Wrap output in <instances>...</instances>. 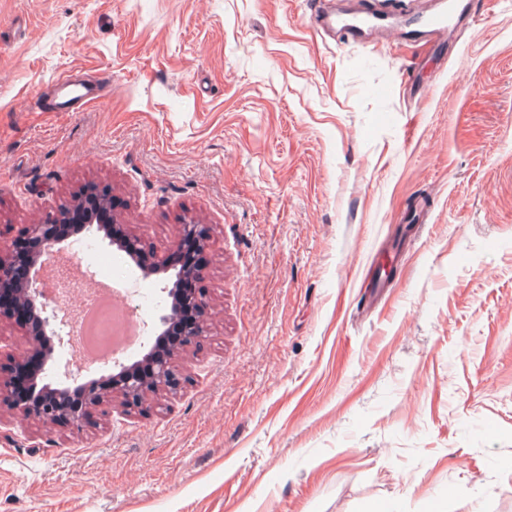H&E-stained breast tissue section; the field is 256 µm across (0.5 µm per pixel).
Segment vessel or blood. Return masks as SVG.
I'll list each match as a JSON object with an SVG mask.
<instances>
[{"label":"vessel or blood","instance_id":"vessel-or-blood-1","mask_svg":"<svg viewBox=\"0 0 512 512\" xmlns=\"http://www.w3.org/2000/svg\"><path fill=\"white\" fill-rule=\"evenodd\" d=\"M330 2L314 0L316 13L326 28L341 33L343 42H359L371 33L394 34L411 44L442 48L448 43L454 22L475 20L479 0H432L431 8L424 11L412 9L408 0H398L397 5L371 6L348 17L328 11ZM58 84L60 111L74 112L96 99L90 85L67 77L59 79Z\"/></svg>","mask_w":512,"mask_h":512}]
</instances>
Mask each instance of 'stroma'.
<instances>
[{"instance_id":"35a3bbf8","label":"stroma","mask_w":512,"mask_h":512,"mask_svg":"<svg viewBox=\"0 0 512 512\" xmlns=\"http://www.w3.org/2000/svg\"><path fill=\"white\" fill-rule=\"evenodd\" d=\"M66 71L98 102L57 111ZM92 185L157 253L211 225L209 334L148 411L0 414V512H512V0L443 50L311 0H0V234Z\"/></svg>"}]
</instances>
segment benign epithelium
<instances>
[{
    "label": "benign epithelium",
    "mask_w": 512,
    "mask_h": 512,
    "mask_svg": "<svg viewBox=\"0 0 512 512\" xmlns=\"http://www.w3.org/2000/svg\"><path fill=\"white\" fill-rule=\"evenodd\" d=\"M62 218L61 212L47 214L40 221L26 225L22 231L21 238L39 242V249L33 255L21 288V302L31 310L39 332H34L31 324L18 319L15 314L12 315L15 324L28 336V348L11 357L7 377L0 380V409L5 408L27 419H36L48 433L60 425H67L77 431L89 426L93 423L96 410L105 402L112 400L114 394L121 396L124 407L145 411L149 409L154 397L167 393L175 394L182 384V378L172 361L156 360L147 355L142 361L131 365L114 362L118 372L107 375L105 380L109 381V387L106 389H98V385L105 380H86L65 363L62 369L66 382L54 388L41 387L38 401L21 399L16 395V376L28 368L41 351L42 340H54L60 348L71 341L67 322L59 316V302L47 290L46 281L41 275V270L58 257L63 249L62 243L66 241V237L55 232V227L61 223ZM187 237L197 240L205 248L211 239V225H179L170 251L176 252ZM107 238L113 239V243L124 249L138 267L148 274L166 273L174 268L167 255L159 256L146 249L137 237L114 239L109 234ZM17 245L15 239L0 238V284L11 281L15 275ZM170 292L177 293V304L189 305L197 311L195 320L185 328L182 346L187 347L200 342L208 333V324L203 316V310L207 305L206 296L196 289L187 292L182 288H172ZM76 393L82 394L81 403L68 404V399Z\"/></svg>",
    "instance_id": "1"
}]
</instances>
